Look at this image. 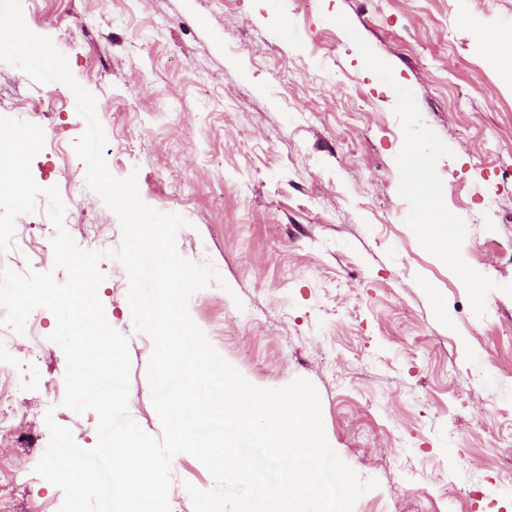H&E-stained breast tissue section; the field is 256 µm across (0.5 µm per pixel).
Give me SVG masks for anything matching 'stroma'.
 Wrapping results in <instances>:
<instances>
[{
	"mask_svg": "<svg viewBox=\"0 0 512 512\" xmlns=\"http://www.w3.org/2000/svg\"><path fill=\"white\" fill-rule=\"evenodd\" d=\"M24 21L63 53L91 92L119 179L182 216L183 258L220 279L194 292L189 314L251 384L316 387L326 438L361 479L377 480L353 512H512V82L489 65L483 37L512 26V0H21ZM370 47L384 63L365 61ZM418 105L407 115L398 85ZM41 99L31 117L27 101ZM0 117L34 121L44 145L31 172L44 192L15 230L39 259L8 249L0 271H54L50 201L57 187L82 231L118 249V216L86 184L74 151L85 130L72 90L0 61ZM435 144L425 192L467 225L465 266L491 290L475 309L462 275L413 232L416 198L399 158L412 138ZM494 208H487L488 199ZM479 223H472V216ZM109 324L128 341V411L163 429L151 401L152 338L137 331L129 277L99 263ZM448 315L440 321L438 312ZM42 351L21 409L35 450L0 444V473L36 467L46 414L96 445L87 414L45 396L66 357L43 311ZM171 512H194L188 487L214 488L207 468L171 462ZM18 512H59L44 478L14 487Z\"/></svg>",
	"mask_w": 512,
	"mask_h": 512,
	"instance_id": "35a3bbf8",
	"label": "stroma"
}]
</instances>
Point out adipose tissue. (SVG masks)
I'll list each match as a JSON object with an SVG mask.
<instances>
[{"instance_id":"1","label":"adipose tissue","mask_w":512,"mask_h":512,"mask_svg":"<svg viewBox=\"0 0 512 512\" xmlns=\"http://www.w3.org/2000/svg\"><path fill=\"white\" fill-rule=\"evenodd\" d=\"M419 239L432 247L450 264L461 262L460 245L465 240L466 225L454 223L443 212L434 196L421 193L418 201V222L414 226Z\"/></svg>"}]
</instances>
